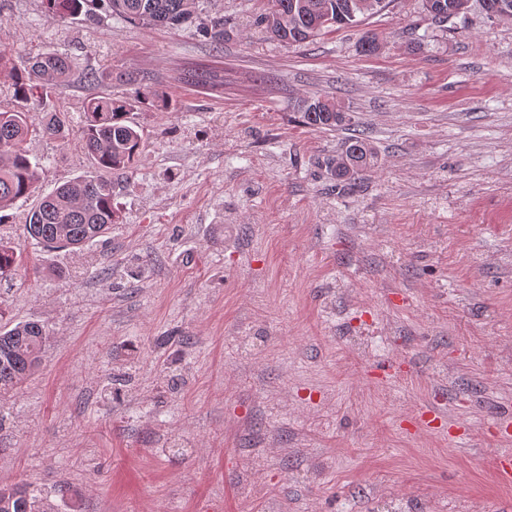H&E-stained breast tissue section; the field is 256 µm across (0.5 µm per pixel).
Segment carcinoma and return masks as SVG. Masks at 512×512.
Returning <instances> with one entry per match:
<instances>
[{
  "mask_svg": "<svg viewBox=\"0 0 512 512\" xmlns=\"http://www.w3.org/2000/svg\"><path fill=\"white\" fill-rule=\"evenodd\" d=\"M199 0H44L54 17L102 16L141 27L179 26L196 12ZM392 0H263L257 24L272 41L293 49L327 33L358 27L381 12ZM469 0H421L430 28L443 31L448 21L468 10ZM484 10L512 22V0H482ZM202 32L214 42L224 40V18L214 17ZM361 52L375 56L382 50L377 35L369 30L359 39ZM0 74L8 77L12 97L0 104V224L5 211L37 193L40 163L31 159L28 141L50 135L65 140L73 118L54 112L43 124L34 113L43 111L56 90L72 74L69 57L47 49L34 57L16 59L0 50ZM167 108V97L151 87L132 97H91L84 102L76 146L89 162V170L53 192L41 196L24 217L25 230L42 247L82 250L120 223L112 190L114 181L133 172L144 157V139L134 110L142 105ZM304 124L316 129H344L352 125L349 113L327 96L312 97L299 106ZM378 163L375 147L362 133L346 138L343 151L329 161L337 185L351 189ZM19 244L0 235V279L16 274L21 263ZM48 340L46 328L25 321L0 329V394L12 391L33 375ZM0 512H42L41 500L24 485L0 486Z\"/></svg>",
  "mask_w": 512,
  "mask_h": 512,
  "instance_id": "1",
  "label": "carcinoma"
}]
</instances>
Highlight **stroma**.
Listing matches in <instances>:
<instances>
[{"label":"stroma","instance_id":"35a3bbf8","mask_svg":"<svg viewBox=\"0 0 512 512\" xmlns=\"http://www.w3.org/2000/svg\"><path fill=\"white\" fill-rule=\"evenodd\" d=\"M261 0H202L215 44L176 29L48 18L0 0V49L75 67L53 96L128 95L136 171L123 221L83 254L48 253L16 208L0 234L24 265L0 318L37 320L38 372L0 396V485L54 512H512V23L478 0L421 49L419 0L297 49ZM111 64L124 83L92 84ZM192 70L212 81H184ZM332 97L378 152L358 187L327 169L343 131L302 123ZM40 193L81 174L43 137Z\"/></svg>","mask_w":512,"mask_h":512}]
</instances>
